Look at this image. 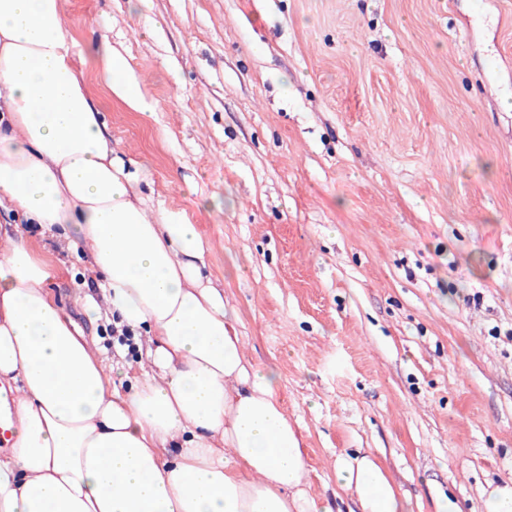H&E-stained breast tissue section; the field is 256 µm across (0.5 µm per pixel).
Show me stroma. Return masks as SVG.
<instances>
[{
    "label": "stroma",
    "mask_w": 512,
    "mask_h": 512,
    "mask_svg": "<svg viewBox=\"0 0 512 512\" xmlns=\"http://www.w3.org/2000/svg\"><path fill=\"white\" fill-rule=\"evenodd\" d=\"M74 54L124 53L147 107L111 96L112 156L149 210L196 225L245 352L275 369L312 492L338 455L386 468L407 512H481L512 484V0H65ZM50 289L120 353L62 228L25 227ZM98 308L89 321L79 304Z\"/></svg>",
    "instance_id": "obj_1"
}]
</instances>
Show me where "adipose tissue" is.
I'll return each mask as SVG.
<instances>
[{
  "label": "adipose tissue",
  "instance_id": "adipose-tissue-1",
  "mask_svg": "<svg viewBox=\"0 0 512 512\" xmlns=\"http://www.w3.org/2000/svg\"><path fill=\"white\" fill-rule=\"evenodd\" d=\"M63 0H0V201L74 227L117 326L150 346L124 386L51 295L57 269L0 231V512H332L302 437L203 273L196 225L151 214L112 157L84 67L131 108L144 94L106 38L75 57ZM361 512H406L372 454L338 456Z\"/></svg>",
  "mask_w": 512,
  "mask_h": 512
}]
</instances>
